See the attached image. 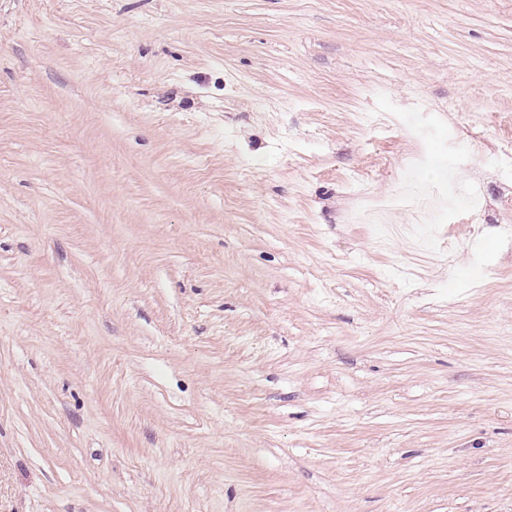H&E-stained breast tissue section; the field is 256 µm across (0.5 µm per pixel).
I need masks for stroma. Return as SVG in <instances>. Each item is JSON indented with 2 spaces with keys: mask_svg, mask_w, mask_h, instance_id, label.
<instances>
[{
  "mask_svg": "<svg viewBox=\"0 0 512 512\" xmlns=\"http://www.w3.org/2000/svg\"><path fill=\"white\" fill-rule=\"evenodd\" d=\"M0 512H512V0H0Z\"/></svg>",
  "mask_w": 512,
  "mask_h": 512,
  "instance_id": "1",
  "label": "stroma"
}]
</instances>
